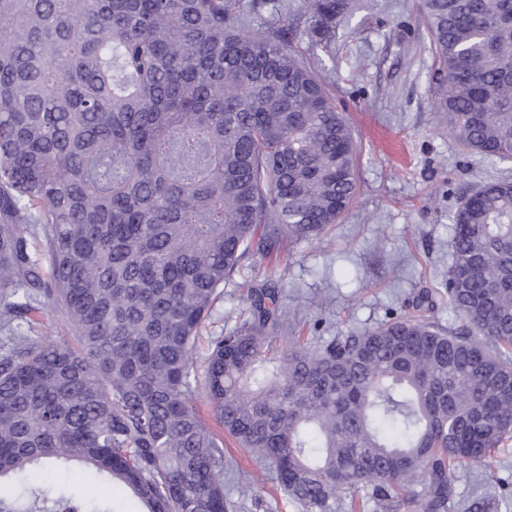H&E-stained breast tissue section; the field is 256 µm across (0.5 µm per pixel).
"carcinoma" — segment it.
Listing matches in <instances>:
<instances>
[{
    "mask_svg": "<svg viewBox=\"0 0 512 512\" xmlns=\"http://www.w3.org/2000/svg\"><path fill=\"white\" fill-rule=\"evenodd\" d=\"M323 41L347 0H306ZM434 95L469 156L512 161V0H421ZM358 144L288 28L232 0H0V512H104L40 486L84 464L142 512H225L224 431L306 512H448L458 466L512 436V179L454 215L463 320L286 336L271 280L200 329L247 262L322 237L357 193ZM62 309L79 348L28 335ZM506 495L474 497L498 512ZM245 308V303L233 287L232 282L224 287V297L214 306L210 317L206 320L201 333V340L196 349V357L199 361L208 353V345L211 336H220L233 327Z\"/></svg>",
    "mask_w": 512,
    "mask_h": 512,
    "instance_id": "carcinoma-1",
    "label": "carcinoma"
}]
</instances>
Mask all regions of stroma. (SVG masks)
Masks as SVG:
<instances>
[{"instance_id":"1","label":"stroma","mask_w":512,"mask_h":512,"mask_svg":"<svg viewBox=\"0 0 512 512\" xmlns=\"http://www.w3.org/2000/svg\"><path fill=\"white\" fill-rule=\"evenodd\" d=\"M304 0H235L252 31L287 26L292 49L309 59L337 106L347 113L359 146L355 199L321 239L301 242L277 266L260 260L246 275L277 281L287 307L318 335L357 334L412 312L420 289L433 293V318L459 327L445 292L458 202L491 178L512 177V162L462 155L448 133L433 93L434 57L418 12L419 0H351V9L326 45H313ZM245 303L233 285L214 306L197 358L209 339L233 327ZM449 512H464L472 495L512 493V439L488 468H460ZM38 481L82 493L96 476L81 464L47 463ZM226 512H301L277 488L268 464L232 438L224 440Z\"/></svg>"}]
</instances>
